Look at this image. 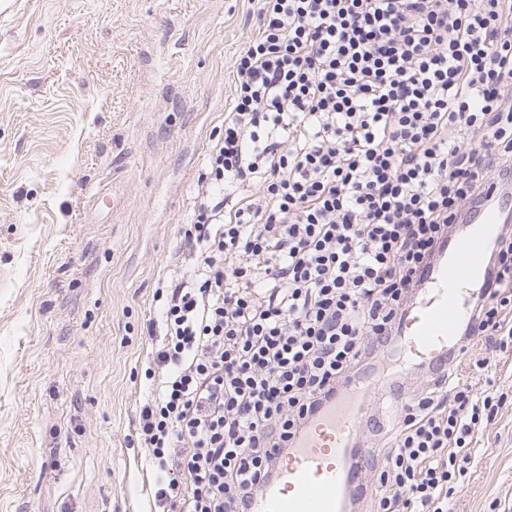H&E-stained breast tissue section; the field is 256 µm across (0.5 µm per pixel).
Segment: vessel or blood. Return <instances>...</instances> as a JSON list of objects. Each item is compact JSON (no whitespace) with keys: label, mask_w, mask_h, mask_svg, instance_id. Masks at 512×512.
Listing matches in <instances>:
<instances>
[{"label":"vessel or blood","mask_w":512,"mask_h":512,"mask_svg":"<svg viewBox=\"0 0 512 512\" xmlns=\"http://www.w3.org/2000/svg\"><path fill=\"white\" fill-rule=\"evenodd\" d=\"M462 232L443 247L419 283V300L400 326L403 361L438 366L459 348V328L486 283L500 224L512 221V195L490 186L466 214ZM369 389L350 382L344 397L289 450L277 477L251 499L250 512H348L355 487L359 405Z\"/></svg>","instance_id":"b4317fda"}]
</instances>
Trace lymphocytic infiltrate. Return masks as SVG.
<instances>
[{
	"label": "lymphocytic infiltrate",
	"instance_id": "lymphocytic-infiltrate-1",
	"mask_svg": "<svg viewBox=\"0 0 512 512\" xmlns=\"http://www.w3.org/2000/svg\"><path fill=\"white\" fill-rule=\"evenodd\" d=\"M198 175L190 274L163 280L139 407L157 512L253 494L397 324L490 179L512 183V0H257ZM460 330L512 347V225ZM448 355L396 411L377 512H448L500 397Z\"/></svg>",
	"mask_w": 512,
	"mask_h": 512
}]
</instances>
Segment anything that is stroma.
Returning <instances> with one entry per match:
<instances>
[{
	"instance_id": "1",
	"label": "stroma",
	"mask_w": 512,
	"mask_h": 512,
	"mask_svg": "<svg viewBox=\"0 0 512 512\" xmlns=\"http://www.w3.org/2000/svg\"><path fill=\"white\" fill-rule=\"evenodd\" d=\"M19 2L0 15V512H147L154 295L189 266L178 229L256 0ZM469 352L504 401L452 512H512V351ZM428 377L379 375L361 447Z\"/></svg>"
}]
</instances>
